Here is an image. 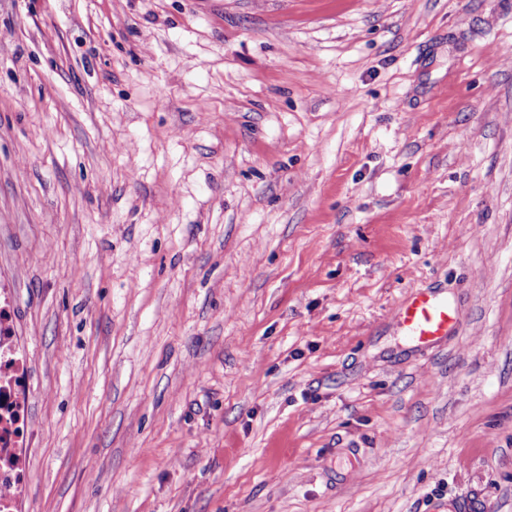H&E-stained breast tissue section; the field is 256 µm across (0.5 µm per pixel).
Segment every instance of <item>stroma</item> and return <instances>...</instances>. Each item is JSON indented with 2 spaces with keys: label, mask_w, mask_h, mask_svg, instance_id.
I'll use <instances>...</instances> for the list:
<instances>
[{
  "label": "stroma",
  "mask_w": 512,
  "mask_h": 512,
  "mask_svg": "<svg viewBox=\"0 0 512 512\" xmlns=\"http://www.w3.org/2000/svg\"><path fill=\"white\" fill-rule=\"evenodd\" d=\"M1 288L13 512H512V0H0ZM406 336L423 346H434L453 331L455 317L448 301L431 290H418L395 311Z\"/></svg>",
  "instance_id": "stroma-1"
}]
</instances>
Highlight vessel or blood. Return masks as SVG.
Here are the masks:
<instances>
[{
	"label": "vessel or blood",
	"mask_w": 512,
	"mask_h": 512,
	"mask_svg": "<svg viewBox=\"0 0 512 512\" xmlns=\"http://www.w3.org/2000/svg\"><path fill=\"white\" fill-rule=\"evenodd\" d=\"M394 317L405 335L423 346L438 344L455 325L447 300L430 290L416 291L396 309Z\"/></svg>",
	"instance_id": "obj_1"
}]
</instances>
